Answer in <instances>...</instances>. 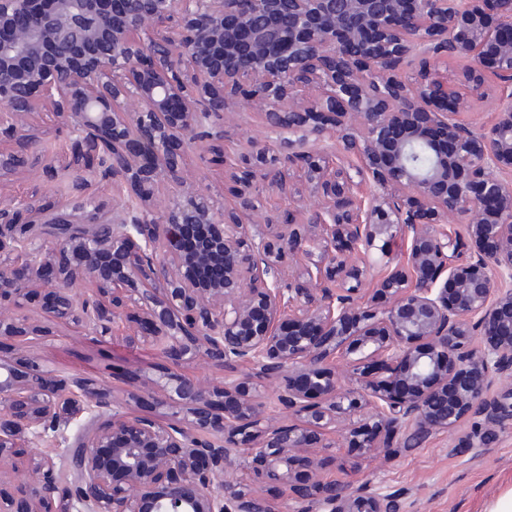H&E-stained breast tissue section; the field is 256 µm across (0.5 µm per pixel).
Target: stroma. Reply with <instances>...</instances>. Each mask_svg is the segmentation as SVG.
<instances>
[{
	"instance_id": "35a3bbf8",
	"label": "stroma",
	"mask_w": 512,
	"mask_h": 512,
	"mask_svg": "<svg viewBox=\"0 0 512 512\" xmlns=\"http://www.w3.org/2000/svg\"><path fill=\"white\" fill-rule=\"evenodd\" d=\"M224 128V149L232 160L247 152L251 142L266 138L262 116L246 109L225 120ZM31 194L52 210L72 204L76 197L67 179L49 181L35 169L0 181V203ZM27 355L47 369L95 380L111 389L117 400L135 393L136 415L163 423L175 419L171 410L157 405L160 359L149 344L129 341L118 332L100 336L56 325L51 336L32 340ZM473 431L468 422L391 458L342 445L315 448L311 454L319 461L323 477L370 480L400 494L403 512H490L512 489V424L497 430L486 448L470 447Z\"/></svg>"
}]
</instances>
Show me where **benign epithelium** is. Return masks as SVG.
Segmentation results:
<instances>
[{
  "instance_id": "1",
  "label": "benign epithelium",
  "mask_w": 512,
  "mask_h": 512,
  "mask_svg": "<svg viewBox=\"0 0 512 512\" xmlns=\"http://www.w3.org/2000/svg\"><path fill=\"white\" fill-rule=\"evenodd\" d=\"M448 58L474 63L473 91L497 80L487 125L457 120L469 93L439 72ZM243 106L288 154L272 165L255 142L230 164L227 210L183 160L203 143L222 158L224 114ZM40 115L74 135L62 169L31 153ZM326 140L360 159L371 197L310 147ZM31 161L77 197L0 206V345L18 344L0 355V461L48 431L65 448L61 473L32 454L41 480L0 484V512H272L227 476L238 448L286 487L281 512H401L399 494L324 479L297 452L338 421L348 447L388 456L476 419L484 448L512 421V387L496 389L512 378V0H0V179ZM90 161L136 209L87 211ZM298 182L314 204L268 223L259 187L293 201ZM163 183L179 192L162 206ZM30 304L102 335L128 324L171 363L159 405L182 419L133 416L134 395L36 362L18 374L47 333L17 314ZM196 359L224 385L179 371ZM261 379L296 422L271 417Z\"/></svg>"
}]
</instances>
